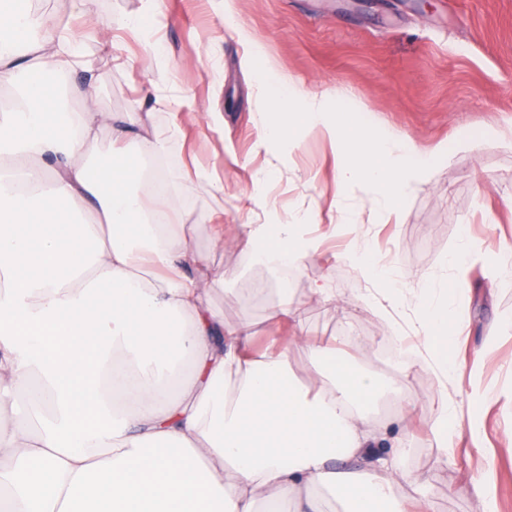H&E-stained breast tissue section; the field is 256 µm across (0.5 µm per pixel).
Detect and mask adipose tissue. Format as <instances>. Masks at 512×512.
Listing matches in <instances>:
<instances>
[{
    "label": "adipose tissue",
    "mask_w": 512,
    "mask_h": 512,
    "mask_svg": "<svg viewBox=\"0 0 512 512\" xmlns=\"http://www.w3.org/2000/svg\"><path fill=\"white\" fill-rule=\"evenodd\" d=\"M33 69L92 71L73 29L29 0H0V85ZM256 80L265 138L321 131L340 157L337 184L364 180L394 216L413 176L484 146L374 133L330 111L333 88L280 94L271 67ZM20 97L0 113V512H322L314 488L346 512H430L425 500L410 506L418 479L399 448L373 453L375 377L300 331L254 349L252 323L228 327L210 310L224 272L194 254L183 225L155 221L168 197L144 176L159 145L141 100L117 117L82 84L31 81ZM66 98L80 109L64 114ZM106 135L124 147L100 160L92 150ZM247 247L271 269L305 268L315 254L295 224L253 225ZM453 306L446 284L433 286L408 348L441 384L431 432L443 465L460 423L447 389L456 368L435 348L458 333ZM293 347L307 352V383L288 369Z\"/></svg>",
    "instance_id": "adipose-tissue-1"
}]
</instances>
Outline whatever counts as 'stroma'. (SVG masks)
Listing matches in <instances>:
<instances>
[{
	"instance_id": "1",
	"label": "stroma",
	"mask_w": 512,
	"mask_h": 512,
	"mask_svg": "<svg viewBox=\"0 0 512 512\" xmlns=\"http://www.w3.org/2000/svg\"><path fill=\"white\" fill-rule=\"evenodd\" d=\"M229 9L237 26L226 23ZM44 11L72 26L94 60L90 93L101 111L125 112L150 93L147 127L159 135L160 158L173 160L177 171L199 166L222 180L223 189L211 192L180 182L170 206L194 251L224 270L212 307L225 324L250 321L265 342L267 313L278 289L287 288L304 332L335 350L337 364L383 379L387 391L368 427L380 436V449L399 443L402 468L419 479L415 497L427 499L431 512H480L465 484L488 465L497 512H512V453L504 442L512 429V265L489 261L502 245L512 246V0H163L151 33L142 36L124 26L142 13V0H61ZM84 15L95 26L82 25ZM107 25L126 55L158 45L162 69L147 75L107 55L101 46ZM267 65L308 88L340 87L367 129H392L428 146L460 137L487 146L435 163L402 199L401 219L378 216L364 182L337 191L336 156L321 134L262 141L254 72ZM157 97L164 106L154 105ZM191 105L214 113L213 123H191ZM342 209L351 224L338 223ZM306 214L309 236L320 242L306 269L273 273L251 263L244 216L256 224H292ZM219 217L239 245H215L210 226ZM355 236L369 267L407 273L397 305L382 308L373 298L375 277L344 260ZM465 238L482 258L455 300L460 334L446 354L457 374L448 391L462 413H480L482 430L477 438L461 431L453 460L442 466L430 431L437 379L393 355L412 338L431 279L453 278L448 259ZM318 279L335 303L312 294ZM409 396L415 405L407 413Z\"/></svg>"
}]
</instances>
